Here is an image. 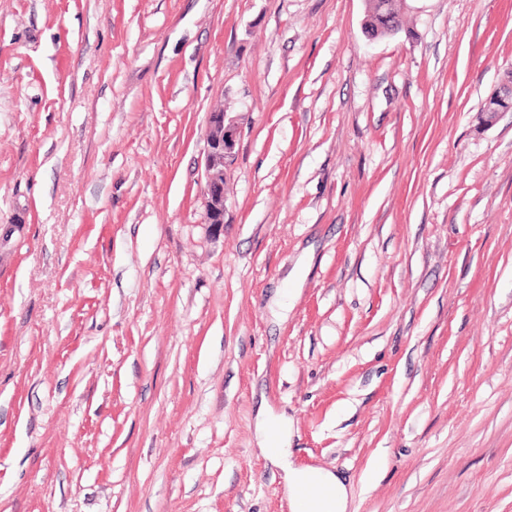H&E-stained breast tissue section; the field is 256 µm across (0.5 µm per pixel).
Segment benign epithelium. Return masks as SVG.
Listing matches in <instances>:
<instances>
[{"mask_svg":"<svg viewBox=\"0 0 512 512\" xmlns=\"http://www.w3.org/2000/svg\"><path fill=\"white\" fill-rule=\"evenodd\" d=\"M240 135L236 120L226 119L222 112L209 115L202 172V193L207 224L218 229L224 225L225 179L234 160L235 147Z\"/></svg>","mask_w":512,"mask_h":512,"instance_id":"1","label":"benign epithelium"}]
</instances>
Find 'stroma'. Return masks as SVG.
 <instances>
[{
  "label": "stroma",
  "mask_w": 512,
  "mask_h": 512,
  "mask_svg": "<svg viewBox=\"0 0 512 512\" xmlns=\"http://www.w3.org/2000/svg\"><path fill=\"white\" fill-rule=\"evenodd\" d=\"M399 6L0 0V512H288L263 402L349 512H512V0ZM365 25L373 37L394 34L400 25L394 0H366ZM239 135L240 127L236 120L226 121L224 112H210L205 139L202 193L207 224L215 229L224 225L226 172L234 160Z\"/></svg>",
  "instance_id": "1"
}]
</instances>
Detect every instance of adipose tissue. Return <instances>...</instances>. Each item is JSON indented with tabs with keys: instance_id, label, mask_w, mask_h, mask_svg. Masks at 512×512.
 <instances>
[{
	"instance_id": "1",
	"label": "adipose tissue",
	"mask_w": 512,
	"mask_h": 512,
	"mask_svg": "<svg viewBox=\"0 0 512 512\" xmlns=\"http://www.w3.org/2000/svg\"><path fill=\"white\" fill-rule=\"evenodd\" d=\"M289 426L270 411H262L256 423L260 453L283 473L284 498L290 512H347L348 492L332 471L294 467L289 459Z\"/></svg>"
}]
</instances>
